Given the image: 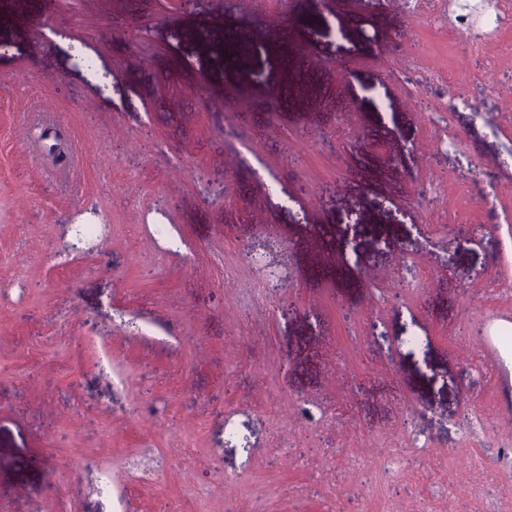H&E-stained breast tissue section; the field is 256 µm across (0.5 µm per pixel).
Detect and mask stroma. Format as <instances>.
Returning <instances> with one entry per match:
<instances>
[{
  "mask_svg": "<svg viewBox=\"0 0 512 512\" xmlns=\"http://www.w3.org/2000/svg\"><path fill=\"white\" fill-rule=\"evenodd\" d=\"M490 14L0 0V512H512Z\"/></svg>",
  "mask_w": 512,
  "mask_h": 512,
  "instance_id": "35a3bbf8",
  "label": "stroma"
}]
</instances>
